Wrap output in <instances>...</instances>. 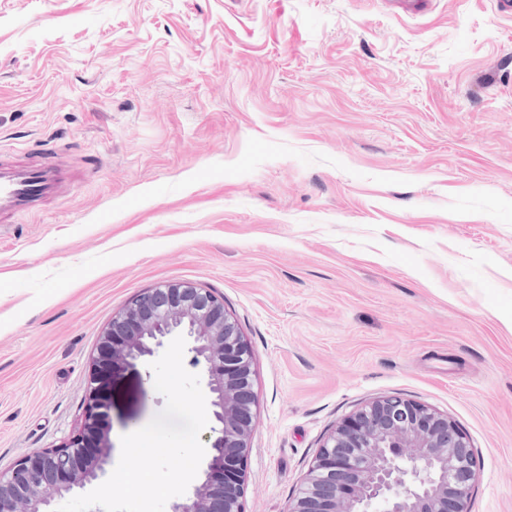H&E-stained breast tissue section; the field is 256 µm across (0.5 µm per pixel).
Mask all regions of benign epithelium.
I'll list each match as a JSON object with an SVG mask.
<instances>
[{
  "instance_id": "7a95c632",
  "label": "benign epithelium",
  "mask_w": 512,
  "mask_h": 512,
  "mask_svg": "<svg viewBox=\"0 0 512 512\" xmlns=\"http://www.w3.org/2000/svg\"><path fill=\"white\" fill-rule=\"evenodd\" d=\"M183 336L206 375L207 458L171 512H242L258 394L254 355L224 301L188 282L143 291L97 339L79 431L0 469V512H55L56 499L92 487L112 462L113 377ZM476 457L448 416L398 396L369 401L327 435L289 512H469Z\"/></svg>"
}]
</instances>
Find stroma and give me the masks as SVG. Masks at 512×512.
Masks as SVG:
<instances>
[{
	"instance_id": "stroma-1",
	"label": "stroma",
	"mask_w": 512,
	"mask_h": 512,
	"mask_svg": "<svg viewBox=\"0 0 512 512\" xmlns=\"http://www.w3.org/2000/svg\"><path fill=\"white\" fill-rule=\"evenodd\" d=\"M0 156L64 183L0 221V468L79 427L142 290L223 299L253 350L243 512H288L327 433L397 395L512 512V17L493 0H0ZM108 393L112 453L165 405Z\"/></svg>"
}]
</instances>
